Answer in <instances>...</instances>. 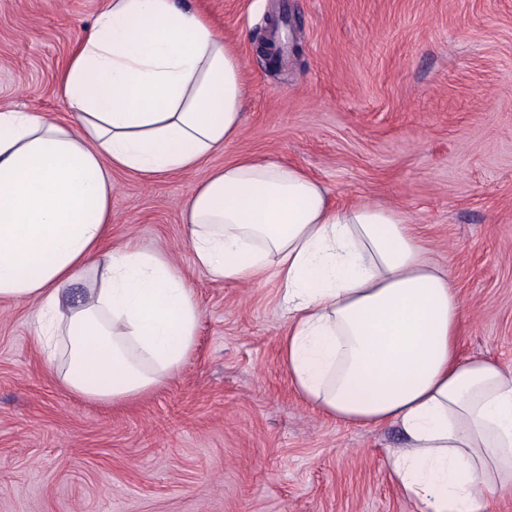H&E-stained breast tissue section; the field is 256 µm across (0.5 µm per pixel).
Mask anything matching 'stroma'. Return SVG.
Returning a JSON list of instances; mask_svg holds the SVG:
<instances>
[{"label":"stroma","mask_w":512,"mask_h":512,"mask_svg":"<svg viewBox=\"0 0 512 512\" xmlns=\"http://www.w3.org/2000/svg\"><path fill=\"white\" fill-rule=\"evenodd\" d=\"M235 43L247 82L238 138L195 171L112 174V245L165 248L202 316L183 368L114 405L54 383L32 307L0 300V512H412L384 459L398 426L338 422L281 360L274 274L212 280L183 223L212 168L268 157L334 201L408 215L464 307L461 358L512 371V0H183ZM104 0H0V107L70 121L58 77ZM285 17L286 60L256 52Z\"/></svg>","instance_id":"stroma-1"}]
</instances>
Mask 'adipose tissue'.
Returning <instances> with one entry per match:
<instances>
[{"label":"adipose tissue","mask_w":512,"mask_h":512,"mask_svg":"<svg viewBox=\"0 0 512 512\" xmlns=\"http://www.w3.org/2000/svg\"><path fill=\"white\" fill-rule=\"evenodd\" d=\"M76 125L0 109V299L33 306L59 385L117 404L163 383L196 346L201 309L160 249L112 248V172L196 169L237 137L235 48L176 0H108L59 79ZM196 266L216 281L274 272L290 327L281 359L336 421L398 425L386 467L414 512H487L512 491V372L461 359L451 275L398 210L334 203L300 167L241 157L189 194Z\"/></svg>","instance_id":"1"}]
</instances>
